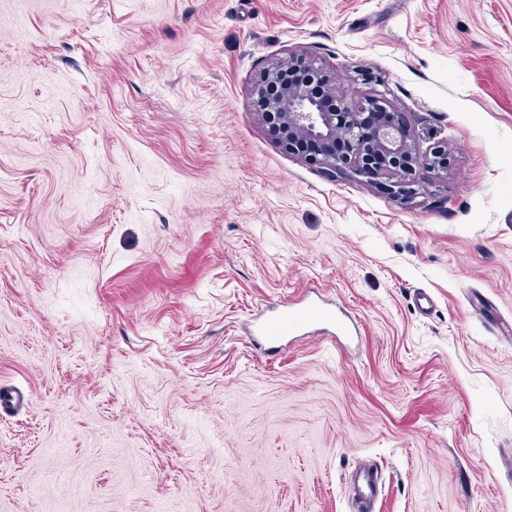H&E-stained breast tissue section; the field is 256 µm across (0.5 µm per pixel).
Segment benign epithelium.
<instances>
[{
    "label": "benign epithelium",
    "instance_id": "benign-epithelium-1",
    "mask_svg": "<svg viewBox=\"0 0 512 512\" xmlns=\"http://www.w3.org/2000/svg\"><path fill=\"white\" fill-rule=\"evenodd\" d=\"M251 106L281 146L327 166L331 174L383 179L408 200L417 170L448 172L444 146L420 153L407 114L382 97L355 101L336 88V76L300 54L268 63L251 85Z\"/></svg>",
    "mask_w": 512,
    "mask_h": 512
}]
</instances>
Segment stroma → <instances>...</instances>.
Returning a JSON list of instances; mask_svg holds the SVG:
<instances>
[{"label": "stroma", "mask_w": 512, "mask_h": 512, "mask_svg": "<svg viewBox=\"0 0 512 512\" xmlns=\"http://www.w3.org/2000/svg\"><path fill=\"white\" fill-rule=\"evenodd\" d=\"M298 51L447 147L284 150ZM428 293L430 314L414 295ZM316 301L279 347L252 327ZM0 512H512V0H0ZM378 481L376 472L370 467L359 469L353 483V496L360 507L368 504L376 495Z\"/></svg>", "instance_id": "1"}]
</instances>
